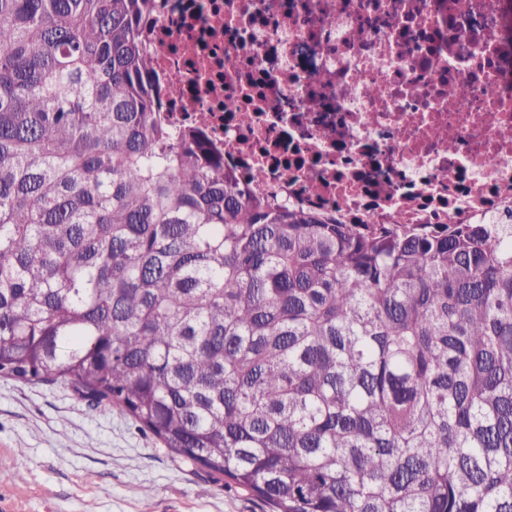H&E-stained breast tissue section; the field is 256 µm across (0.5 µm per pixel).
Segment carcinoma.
Instances as JSON below:
<instances>
[{
	"mask_svg": "<svg viewBox=\"0 0 512 512\" xmlns=\"http://www.w3.org/2000/svg\"><path fill=\"white\" fill-rule=\"evenodd\" d=\"M148 0H0V375L276 512H512V225L340 224L161 115Z\"/></svg>",
	"mask_w": 512,
	"mask_h": 512,
	"instance_id": "carcinoma-1",
	"label": "carcinoma"
}]
</instances>
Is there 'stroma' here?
<instances>
[{
	"label": "stroma",
	"instance_id": "stroma-1",
	"mask_svg": "<svg viewBox=\"0 0 512 512\" xmlns=\"http://www.w3.org/2000/svg\"><path fill=\"white\" fill-rule=\"evenodd\" d=\"M0 512H271L118 407L0 376Z\"/></svg>",
	"mask_w": 512,
	"mask_h": 512
}]
</instances>
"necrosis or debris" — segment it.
I'll use <instances>...</instances> for the list:
<instances>
[{"mask_svg":"<svg viewBox=\"0 0 512 512\" xmlns=\"http://www.w3.org/2000/svg\"><path fill=\"white\" fill-rule=\"evenodd\" d=\"M149 3L162 111L225 170L344 224L512 223V0Z\"/></svg>","mask_w":512,"mask_h":512,"instance_id":"necrosis-or-debris-1","label":"necrosis or debris"}]
</instances>
